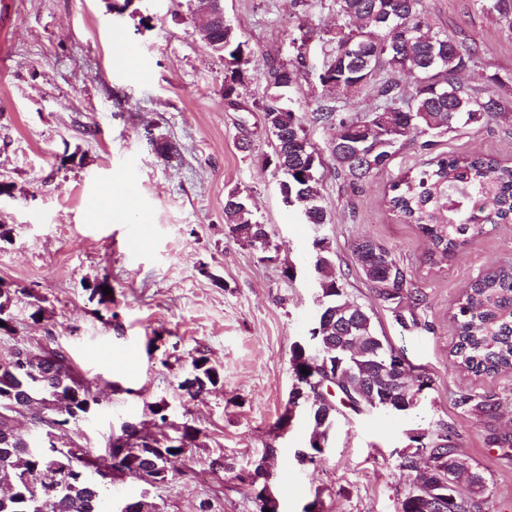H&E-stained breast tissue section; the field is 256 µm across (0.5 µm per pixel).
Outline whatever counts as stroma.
Returning <instances> with one entry per match:
<instances>
[{
    "instance_id": "stroma-1",
    "label": "stroma",
    "mask_w": 512,
    "mask_h": 512,
    "mask_svg": "<svg viewBox=\"0 0 512 512\" xmlns=\"http://www.w3.org/2000/svg\"><path fill=\"white\" fill-rule=\"evenodd\" d=\"M425 5L435 28L474 51L466 84L487 88L495 75L498 93L512 97V12L481 10L474 0ZM224 14L250 51L233 104L224 98V59L196 34L189 0H0V183L11 189L0 195L8 230L0 280L16 291L15 332L0 337V355L17 344L67 351L99 397L71 433L91 453L127 421L160 435L196 428L165 483L112 482L115 495L147 496L159 512H260L247 479L260 463L278 512H399L413 479L402 466L407 434L441 423L484 477L490 512H512V457L497 443L512 438V370L477 375L451 353L454 313L471 283L512 263V224L430 259L429 240L385 203L396 177L424 158L412 145L354 187L324 169L330 221L306 223L265 167L273 137L254 103L266 97L267 61L287 59L301 29L332 27L334 0H224ZM116 34L127 57L111 54ZM288 96L304 116L328 99L351 115L375 105L304 74ZM158 138L173 154H157ZM434 151L512 166V121L458 129ZM232 190L267 224L270 259L230 235L224 202ZM360 236L395 253L424 292L421 304L378 299L350 249ZM318 238L330 244L350 301L372 313L377 332L431 387L402 417L342 410L326 452L303 464L296 452L308 445L306 417L295 413L283 428L278 421L294 382L293 348L319 309ZM102 280L112 288L105 303L91 291ZM200 355L221 381L190 395L181 384ZM465 392L499 398L495 417L458 408ZM161 400L165 425L149 411Z\"/></svg>"
}]
</instances>
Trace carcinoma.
<instances>
[{
    "instance_id": "cac0c4a2",
    "label": "carcinoma",
    "mask_w": 512,
    "mask_h": 512,
    "mask_svg": "<svg viewBox=\"0 0 512 512\" xmlns=\"http://www.w3.org/2000/svg\"><path fill=\"white\" fill-rule=\"evenodd\" d=\"M217 19L209 48L224 56V98L237 95L249 63L246 42L224 19V0H216ZM391 16L406 38L392 47L390 32L383 25ZM322 61L309 64L307 45L312 36L302 35L291 63L270 62L265 71L269 94L261 104L268 131L275 135L274 158L268 165L284 166L279 174L282 196L292 195L301 210L310 212V223H329L320 204L318 179L306 175L311 143L303 116L283 112L276 102L287 82L305 72L323 87L343 86L371 97L378 104L361 116L342 112L329 100L311 112V121L328 134L326 150L333 172L355 185L387 169L397 151L419 144L429 151L435 139L459 127L508 119L512 105L494 91H479L462 81L474 64V53L448 34L433 30L424 0H336V22L331 29L316 32ZM386 205L397 221L414 224L443 257L486 232V225L512 219V168L486 155H437L406 171L390 186ZM224 221L230 233L255 250H269L268 225L257 221L239 193H228ZM315 269L324 282L322 308L331 313L321 326V353L317 367L338 380L349 398H358L372 377L397 395L394 380L379 374L385 355L394 352L380 336L371 312L347 306L344 278L333 272L329 247L317 244ZM351 250L366 280L384 301L407 298L420 301L421 290L408 278L396 255L373 238L360 237ZM16 290L0 282V332L9 330ZM456 342L453 354L465 369L478 375H495L512 369V269L501 268L474 281L454 313ZM364 337V349L352 350L351 336ZM58 363L44 367L39 354L14 370L12 383L26 395L25 403L53 418L48 431L63 441L71 440L67 423L82 421L88 408L97 404L92 391H74L78 371L62 347L55 349ZM198 389L215 386L219 371L202 356L192 362ZM456 404L465 412L492 417L499 402L490 396L464 394ZM338 408L309 400L312 428L309 447L327 440L336 423ZM177 435L150 442H129L120 472L140 480L153 468H168L170 458L194 444L198 430L190 425L176 428ZM423 449L434 465L432 481L454 486L468 484V496L448 499L446 512H484L483 478L471 466L448 464L457 455L454 433L446 424L423 434ZM80 458L72 459L48 445L42 453L27 451V436L9 427L0 414V512H105L106 490L94 494L76 474Z\"/></svg>"
}]
</instances>
